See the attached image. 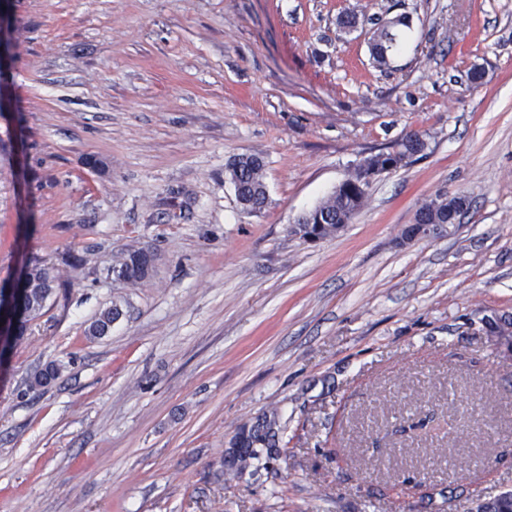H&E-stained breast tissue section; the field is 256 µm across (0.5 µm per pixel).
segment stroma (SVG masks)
<instances>
[{
	"label": "stroma",
	"mask_w": 512,
	"mask_h": 512,
	"mask_svg": "<svg viewBox=\"0 0 512 512\" xmlns=\"http://www.w3.org/2000/svg\"><path fill=\"white\" fill-rule=\"evenodd\" d=\"M402 13L379 69L374 23ZM0 23V281L88 258L0 364V512H467L512 489V352L480 331L512 318V0H0ZM409 134L422 158L343 230L292 233ZM244 154L254 214L224 175ZM439 192L469 199L459 223L403 242ZM137 248L153 277L108 279ZM273 407L286 455L236 470ZM226 177L238 191L235 197L238 206L246 213L263 210L268 203V190L265 181V164L253 155L234 158L226 168ZM122 314L121 305L113 301L110 306L102 309L95 316L94 320L85 329L86 336L92 338L105 336L111 330L112 323L118 320Z\"/></svg>",
	"instance_id": "obj_1"
}]
</instances>
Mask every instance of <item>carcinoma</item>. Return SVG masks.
<instances>
[{"label":"carcinoma","mask_w":512,"mask_h":512,"mask_svg":"<svg viewBox=\"0 0 512 512\" xmlns=\"http://www.w3.org/2000/svg\"><path fill=\"white\" fill-rule=\"evenodd\" d=\"M398 26H409V17L396 16L379 25L372 32L369 47L373 63L379 69L390 66L397 41L392 29ZM422 145L418 136H408L396 143V147L388 151H380L366 158V162L378 172H388L407 165ZM226 177L238 191L236 201L246 213L263 210L268 203V190L265 181V164L253 155H242L234 158L226 168ZM359 171H353L343 181L340 188L328 195L310 216L321 218L317 232L322 238L334 236L339 227L348 224L364 205L367 188L360 182ZM421 209L428 212L431 220L443 222L448 219V195L437 194L425 202ZM155 262V254L145 248L122 252L112 260L108 274L113 279L135 287L150 278ZM86 263V259L71 253H65L56 260L32 257L26 263L28 278L23 285L22 304L19 309V332L13 345H18L27 332L29 325L38 320L47 310L49 302L57 291L67 285L68 273ZM122 316L121 305L117 302L102 309L85 329V334L92 338L106 335L112 323ZM61 368L55 363L47 365L38 372L31 381L36 389L46 387L54 382ZM285 426L276 409H270L257 416L254 420L243 424L231 440L230 447L242 448L244 452L237 456V461L248 463L257 460L269 464L281 453L287 452L288 441L284 440ZM481 512H512V492H504L484 501Z\"/></svg>","instance_id":"carcinoma-1"}]
</instances>
